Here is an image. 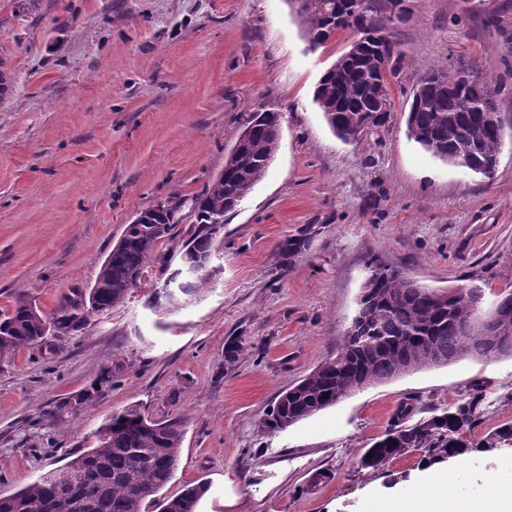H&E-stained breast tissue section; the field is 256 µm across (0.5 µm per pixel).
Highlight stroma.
I'll list each match as a JSON object with an SVG mask.
<instances>
[{
	"label": "stroma",
	"instance_id": "stroma-1",
	"mask_svg": "<svg viewBox=\"0 0 512 512\" xmlns=\"http://www.w3.org/2000/svg\"><path fill=\"white\" fill-rule=\"evenodd\" d=\"M391 30L406 53L385 127L336 137L313 101L349 46L310 49L287 0H0V318L24 298L48 312L94 284L126 224L223 169L249 112L283 114L264 178L224 221L208 288L153 295L175 268L188 224L160 242L126 301L81 332L19 351L0 368V497L87 450L105 419L137 408L179 419L184 440L165 487L209 490L197 512H381L407 496L424 451L361 468L405 403L415 419L481 395L472 449L447 459L455 491L512 484V358H464L355 391L270 434L282 390L339 347L376 257L416 283L512 293V0H409ZM507 79V137L493 178L466 174L410 140L405 115L424 66ZM309 230L288 270L279 247ZM241 337L234 361L229 338ZM95 393L74 412L64 402Z\"/></svg>",
	"mask_w": 512,
	"mask_h": 512
}]
</instances>
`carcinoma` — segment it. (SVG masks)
I'll use <instances>...</instances> for the list:
<instances>
[{
	"label": "carcinoma",
	"mask_w": 512,
	"mask_h": 512,
	"mask_svg": "<svg viewBox=\"0 0 512 512\" xmlns=\"http://www.w3.org/2000/svg\"><path fill=\"white\" fill-rule=\"evenodd\" d=\"M302 14L312 49L324 46L333 32L350 31L354 39L349 53L340 55L320 78L313 100L337 137L356 142L355 125L369 121L382 126L374 114L370 92L380 82L400 78L405 52L383 60L374 34L392 37L394 20L377 16L357 23L336 22V6L342 0H306ZM453 68L428 67L413 88L406 118L408 137L434 156L455 164L467 160L489 176L497 165L506 131L485 122L486 112L497 110V97L506 84L478 76L463 88L444 87ZM281 141V117L271 109L253 114L252 129L240 157L228 154L224 169L204 191L184 198L169 196L174 207L161 214L125 225L123 233L103 261L93 287L62 297L48 313L20 300L14 311L0 319V364L10 361L23 348L45 342L49 335L78 333L91 318L108 314L125 302L138 287L133 274H144L159 243L173 235L189 208L193 227L182 255L218 248L220 240L210 228L215 214L233 213L263 178ZM306 230L281 244L279 257L286 267L308 249ZM366 266L375 274L365 313V328L343 333L336 354L328 358L296 385L288 396H277L262 421L268 432L285 429L283 421H299L334 404L336 399L363 387L390 379L401 366L409 370L437 365L440 357L456 361L473 350L491 348L489 358L512 357V340L503 341L493 328L470 338L459 335L471 317L470 306L455 298H435L400 270L369 257ZM481 398L472 396L414 424H406L408 404L400 406L383 438L361 457L364 468L378 470L389 459L424 449L432 463L443 462L469 451L464 435L475 425ZM184 433L177 421H155L138 409L112 415L96 435V445L67 462L62 468L41 476L14 495L0 499V512H149L159 493L174 477ZM208 492L204 482L189 484L176 496L165 499L161 512H195Z\"/></svg>",
	"instance_id": "obj_1"
}]
</instances>
